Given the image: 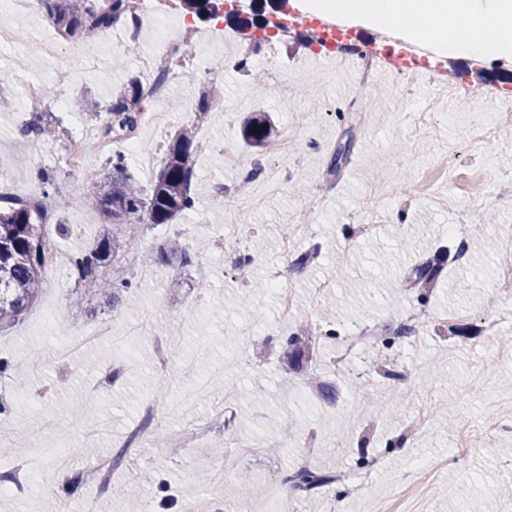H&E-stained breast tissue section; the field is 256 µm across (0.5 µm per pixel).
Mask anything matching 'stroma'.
<instances>
[{
    "mask_svg": "<svg viewBox=\"0 0 512 512\" xmlns=\"http://www.w3.org/2000/svg\"><path fill=\"white\" fill-rule=\"evenodd\" d=\"M300 0H240L225 8L220 20L195 21L208 53L190 73L171 83L169 98L179 101L161 131L142 125L158 155L183 126L196 130L194 171L208 184L223 183V200L201 198L175 223L140 225L129 234L96 205L99 181H86L68 166L75 134L90 125L91 113L104 111L112 94L131 80L143 79L139 59H162L159 35L136 41L134 51L106 46L110 66L75 75L64 88L49 89L39 103L26 95L31 81L47 79L56 62L37 48V37L57 32L46 16L26 19L0 4V70L15 76L0 87V169L10 173L5 186L18 197L49 195L74 199L58 213L73 225L68 235H51V247L70 253L95 248L103 238L118 237L124 247L140 244L155 278L143 281L125 256L105 259L101 279H132L137 288L112 298L74 271L48 272L36 304L23 320L0 329V359L12 371L0 377V429L15 437L0 452V473L24 464L35 483L28 494L0 495V512H127L120 487L151 471L140 486L142 512H182L193 502L196 512L213 503L245 501L251 512H280L292 497L279 473L301 466L340 474L341 482L316 499L297 497L294 512H373L375 504L395 499L414 464L439 460L454 451L462 426L480 423L489 410L512 417V296L496 288L499 256L512 236V137L496 132L475 145L469 126L490 110L482 92L497 86L512 92V59L457 58L437 53L438 65L427 72L423 88L405 83L406 71L427 47L366 29L348 20L347 38L324 48L321 29L302 25L267 37L266 28L285 12H300ZM373 57L380 72L371 82L354 76L337 83L330 71L336 58ZM280 68L279 86L252 82L250 72L264 61ZM224 84V109L199 113L197 103L213 77ZM271 113L276 132L295 127L286 153V191L267 198L260 210H243L235 196L238 170L224 163V146L233 144L245 165L266 160L262 147L247 146L240 125L247 113ZM55 127L42 153L24 148L19 128L34 116ZM351 141L346 164L328 167L337 145ZM459 163L448 167L449 152ZM38 179H31V169ZM306 214L308 239L301 251L316 252L312 265L293 268L280 250L283 225ZM224 231V252L208 243L215 228ZM174 245L191 257L187 267L168 265L159 249ZM253 255L247 269L237 258ZM426 262L443 267L434 283L409 287L408 277ZM284 270L280 288L292 291L296 309L288 324L277 321V295L264 271ZM180 279L181 289L167 284ZM330 279L340 305L334 325L319 318L312 301L314 282ZM432 316L410 338L384 350L369 345L349 352L351 369L335 373L331 365L355 329L393 334L414 311ZM156 326L123 345L86 344L85 333L100 321L122 332L144 311ZM79 321H71L70 313ZM310 322V358L303 370L288 364L285 339ZM67 348L65 366L51 360ZM169 354L164 372L155 369L159 353ZM118 361L124 371L115 383L99 378L100 366ZM403 373L388 380L384 369ZM439 384L431 414L413 429L417 387L425 374ZM168 385L165 399L151 390L155 378ZM54 384L36 397L37 380ZM205 383L233 388L236 397L223 412L198 402L177 410L182 393ZM153 405L154 420L142 434L139 453L112 472L109 486L96 492H71L63 474L77 475L91 461L111 457L129 429ZM190 420L202 431L192 448L172 451L176 432ZM234 432L250 452L230 455L220 482L206 474L216 463L215 439ZM287 447L268 457L252 447L273 439ZM69 458L59 470L56 453ZM381 463L357 494L349 481L364 457ZM512 485V429H502L475 445L465 465L442 469L424 489L428 512H512V497L489 490Z\"/></svg>",
    "mask_w": 512,
    "mask_h": 512,
    "instance_id": "stroma-1",
    "label": "stroma"
}]
</instances>
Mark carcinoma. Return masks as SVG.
Returning <instances> with one entry per match:
<instances>
[{"instance_id": "cac0c4a2", "label": "carcinoma", "mask_w": 512, "mask_h": 512, "mask_svg": "<svg viewBox=\"0 0 512 512\" xmlns=\"http://www.w3.org/2000/svg\"><path fill=\"white\" fill-rule=\"evenodd\" d=\"M41 12L53 20L58 30L74 38L91 28L109 29L112 23L131 12L130 0H40ZM188 12L212 15L214 0H183ZM140 85L133 81L106 106L102 130L116 127L131 129L141 121ZM273 125L264 112L254 114L244 124L243 140L262 146L273 134ZM195 133L187 128L180 131L169 145L161 166L145 194L129 172L125 157L116 152L106 165L110 181L97 198V204L114 220L127 226L139 224L164 225L173 223L184 211L203 197L194 177L193 153ZM0 328L19 322L35 301L47 270L50 249L48 236L69 231V225L58 223L50 227L52 212L42 199L13 200L0 193ZM102 249L96 247L72 258V267L82 281L96 282ZM338 481L336 474L313 467H302L285 476L291 489L307 497Z\"/></svg>"}]
</instances>
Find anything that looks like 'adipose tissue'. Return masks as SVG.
I'll list each match as a JSON object with an SVG mask.
<instances>
[{"label":"adipose tissue","instance_id":"ef3b65f1","mask_svg":"<svg viewBox=\"0 0 512 512\" xmlns=\"http://www.w3.org/2000/svg\"><path fill=\"white\" fill-rule=\"evenodd\" d=\"M303 7L320 18L341 14L379 32L397 30L453 54L512 55V40L485 37L495 27L512 29V0H303Z\"/></svg>","mask_w":512,"mask_h":512}]
</instances>
